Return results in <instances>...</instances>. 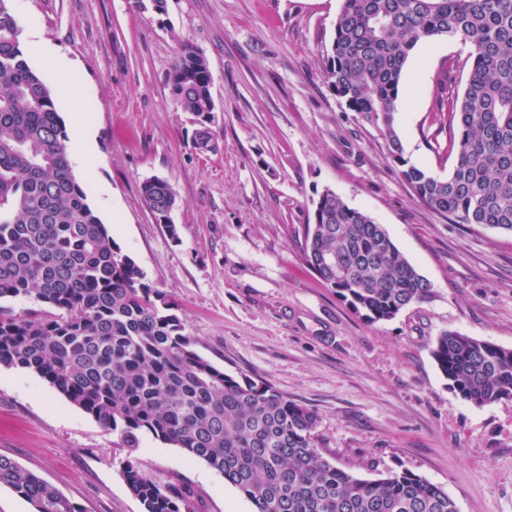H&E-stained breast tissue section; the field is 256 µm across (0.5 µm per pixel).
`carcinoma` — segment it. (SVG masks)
<instances>
[{"instance_id": "carcinoma-1", "label": "carcinoma", "mask_w": 512, "mask_h": 512, "mask_svg": "<svg viewBox=\"0 0 512 512\" xmlns=\"http://www.w3.org/2000/svg\"><path fill=\"white\" fill-rule=\"evenodd\" d=\"M21 35L0 0V301L32 296L50 311L20 317L0 306V366L35 373L120 430L129 454L149 433L204 461L255 512H458L444 488L408 469L368 480L338 468L315 447L312 410L195 350L170 302L90 207L53 91L29 65ZM439 37L471 46L463 95L448 98L455 62L438 82L436 121L458 131L446 177L409 163L395 117L404 65L418 44ZM326 73L347 110L380 131L417 199L453 224L512 233V0H341ZM168 82L183 111L212 110L201 54L181 52ZM142 195L179 239L169 223L172 185L150 178ZM304 241L305 263L374 322L430 293L384 225L329 189ZM432 356L462 400L483 406L512 397V349L448 331ZM123 476L143 512H194L189 494L149 478L129 457ZM1 485L34 512H81L2 456Z\"/></svg>"}]
</instances>
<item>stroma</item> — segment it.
<instances>
[{
	"instance_id": "obj_1",
	"label": "stroma",
	"mask_w": 512,
	"mask_h": 512,
	"mask_svg": "<svg viewBox=\"0 0 512 512\" xmlns=\"http://www.w3.org/2000/svg\"><path fill=\"white\" fill-rule=\"evenodd\" d=\"M341 0H10L21 29L75 65L96 130L88 202L122 252L181 318L200 355L313 410L315 444L365 479L411 470L459 512H512V398L483 406L451 392L431 356L445 331L512 349V234L453 224L414 196L379 131L346 110L325 75ZM202 54L214 111L175 103L169 71ZM459 40L419 44L402 75L404 156L447 175L435 79ZM178 196L171 239L141 186ZM331 189L384 224L430 282L395 318L355 312L303 259L312 204ZM0 456L82 512H143L123 477L133 457L153 480L190 491L195 512H254L205 462L153 435L134 454L35 373L0 367Z\"/></svg>"
}]
</instances>
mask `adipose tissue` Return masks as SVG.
<instances>
[{
	"mask_svg": "<svg viewBox=\"0 0 512 512\" xmlns=\"http://www.w3.org/2000/svg\"><path fill=\"white\" fill-rule=\"evenodd\" d=\"M24 43L28 52L40 59L46 68L56 75L59 92L63 99L69 101L74 109L72 121L74 137L69 145L70 159L73 164L84 167L88 179H95L96 174L90 166V159L95 151L94 129L86 113V102L77 84L71 78L73 65L70 61L56 54L38 39L34 32H26Z\"/></svg>",
	"mask_w": 512,
	"mask_h": 512,
	"instance_id": "adipose-tissue-1",
	"label": "adipose tissue"
}]
</instances>
